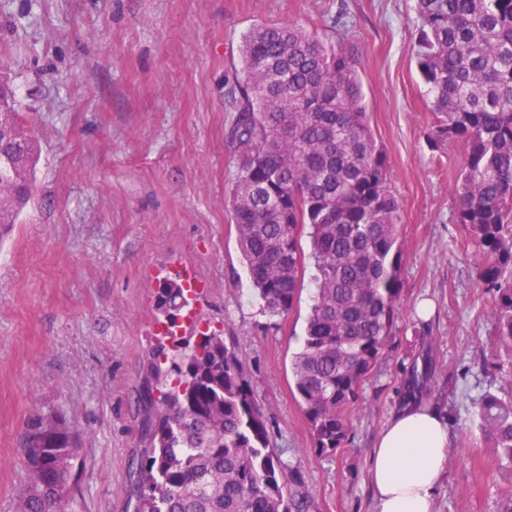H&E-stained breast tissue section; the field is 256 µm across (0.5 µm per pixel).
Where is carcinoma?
<instances>
[{"label": "carcinoma", "instance_id": "obj_1", "mask_svg": "<svg viewBox=\"0 0 512 512\" xmlns=\"http://www.w3.org/2000/svg\"><path fill=\"white\" fill-rule=\"evenodd\" d=\"M417 11V67L437 115L433 145L464 149L457 223L483 259L479 281L493 297L497 343L512 355V0H417ZM241 53L243 79L233 77L229 90L238 246L271 317L292 311L305 260L313 263L312 305L292 369L314 450L330 455L347 440L348 412L392 343L403 292L401 205L351 55L298 24L253 27ZM0 104L21 142L0 148L1 230L32 196L35 145L1 78ZM189 292L166 279L155 294L167 332L148 348L138 391L147 417L130 484L135 512H308L305 480L270 448L235 349L197 321L178 336ZM427 380L428 371L411 370V398H422ZM477 406L480 434L512 469V395L488 391ZM81 447L60 412L28 419L18 512H67Z\"/></svg>", "mask_w": 512, "mask_h": 512}]
</instances>
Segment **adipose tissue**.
<instances>
[{
  "instance_id": "obj_1",
  "label": "adipose tissue",
  "mask_w": 512,
  "mask_h": 512,
  "mask_svg": "<svg viewBox=\"0 0 512 512\" xmlns=\"http://www.w3.org/2000/svg\"><path fill=\"white\" fill-rule=\"evenodd\" d=\"M448 454V424L434 408L410 403L393 414L370 456L376 512H435Z\"/></svg>"
}]
</instances>
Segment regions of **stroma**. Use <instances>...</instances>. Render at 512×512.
<instances>
[{
  "label": "stroma",
  "instance_id": "35a3bbf8",
  "mask_svg": "<svg viewBox=\"0 0 512 512\" xmlns=\"http://www.w3.org/2000/svg\"><path fill=\"white\" fill-rule=\"evenodd\" d=\"M416 0H0V74L38 146L31 199L0 243V512H14L27 417L63 412L83 438L72 512H133L143 446L137 402L164 262L204 287L202 320L243 359L272 448L298 466L309 512H375L368 464L404 402L412 366L452 413L435 512H512V473L473 430L477 399L499 392L493 298L455 220L460 145L431 147L436 124L416 65ZM297 23L353 54L368 122L401 203L403 306L390 351L360 390L349 436L318 455L292 359L311 285L269 317L241 259L226 201L238 162L226 81L244 34ZM460 376L459 393L448 389Z\"/></svg>",
  "mask_w": 512,
  "mask_h": 512
}]
</instances>
